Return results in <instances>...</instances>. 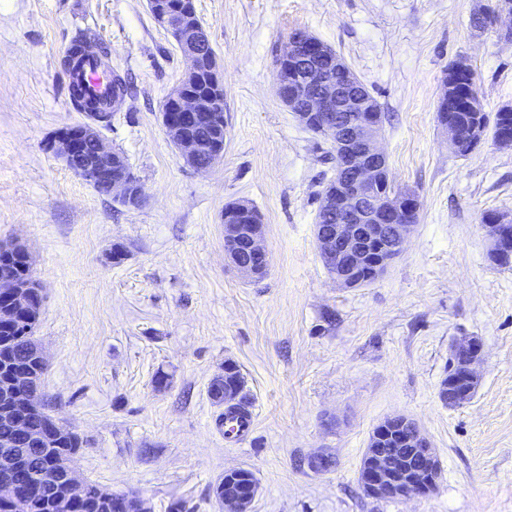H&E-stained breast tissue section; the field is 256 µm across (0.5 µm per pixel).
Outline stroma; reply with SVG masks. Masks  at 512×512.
I'll return each instance as SVG.
<instances>
[{"instance_id":"obj_1","label":"stroma","mask_w":512,"mask_h":512,"mask_svg":"<svg viewBox=\"0 0 512 512\" xmlns=\"http://www.w3.org/2000/svg\"><path fill=\"white\" fill-rule=\"evenodd\" d=\"M490 3L195 0L224 78V158L203 173L161 124L188 62L147 0H0V242L27 247L43 288L47 412L81 437L83 479L151 512H218L212 487L238 468L258 480L252 512H512V266L491 259L482 227L512 213V147L488 137L458 156L436 112L461 56L486 111L512 104V42L470 24ZM79 28L132 86L101 135L142 187L136 207L46 148L85 120L61 67ZM297 30L333 46L376 98L391 183L420 202L404 252L368 285H337L317 251L333 148L274 88ZM239 200L263 219L270 266L256 280L224 255V207ZM465 336L483 344L479 380L451 407L438 386ZM228 361L255 421L237 441L208 395ZM396 414L414 419L441 474L426 496L375 500L361 460ZM316 456L332 466L310 469Z\"/></svg>"}]
</instances>
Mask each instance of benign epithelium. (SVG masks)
<instances>
[{
    "label": "benign epithelium",
    "instance_id": "1",
    "mask_svg": "<svg viewBox=\"0 0 512 512\" xmlns=\"http://www.w3.org/2000/svg\"><path fill=\"white\" fill-rule=\"evenodd\" d=\"M153 13L165 26L176 33L175 42L189 66L182 86L164 100L161 122L180 158L197 171L213 169L224 156V143L215 137H200L192 128L206 124L211 107L224 94V83L213 55L207 53L202 38L195 0H150ZM512 19V0L495 2L493 25L499 36L512 40V24L500 26L504 18ZM277 68L295 73L291 82L275 83V92L288 111L303 126L315 124L330 141L337 158L336 191L323 197L322 211H334L337 223L323 231L315 228L316 245L321 258L334 264L331 273L344 288L357 285L356 275L370 266L381 276L391 259L377 254L375 244L387 233L395 249L404 251L414 232L418 217V201L407 191L382 194L380 188L390 184L387 157L378 145L382 133L381 113L373 98L356 91L358 79L352 68L327 43L306 33L288 37L277 58ZM469 69L467 58L456 59L446 72L441 97L448 99L458 77ZM209 75L207 92L195 90L202 73ZM473 112L468 134L461 133L452 119L443 122L451 147L456 150L474 149L483 140L485 120L479 101H468ZM111 121V112L87 114L80 129H63L47 144V149L61 157L75 173L87 168L106 175L112 200L137 206L142 201L140 185L127 173L113 169L120 160L105 143L100 129ZM249 211L238 202L224 214V254L228 262L242 275L258 278L263 271L256 263L238 258L243 231L236 223L237 215ZM485 230L491 243V254L501 253L502 240L512 239V214L498 213L485 218ZM246 251L264 261L269 260L264 234L256 230L248 234ZM0 297L6 305L0 308V318L11 320L29 316L32 290L20 285L10 274H0ZM483 345L474 337L457 341L452 348L453 372L463 373L469 383L478 381L475 365ZM406 433L399 442L409 451L399 453L370 446L361 461L359 479L363 492L372 498H411L429 492L439 479V460L430 442L418 431L415 421L394 415L381 422L372 432V441L395 435L396 426ZM55 467L70 491L82 487L74 461L61 456ZM224 498L219 500L222 512H250L253 489L245 487L237 474L224 472ZM0 503L11 512H29V495L11 479L0 480Z\"/></svg>",
    "mask_w": 512,
    "mask_h": 512
}]
</instances>
